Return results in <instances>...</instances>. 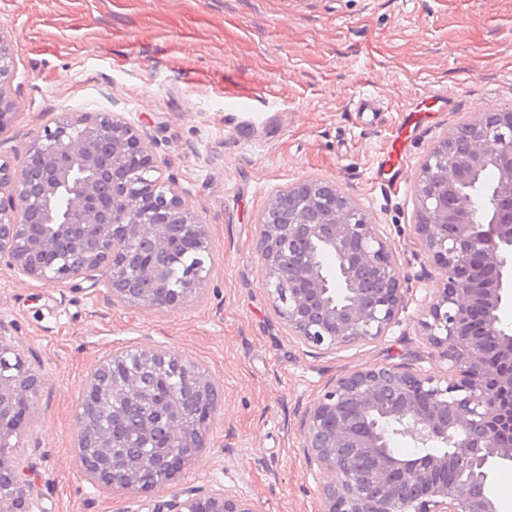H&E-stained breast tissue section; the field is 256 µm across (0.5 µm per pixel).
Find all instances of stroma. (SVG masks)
I'll return each instance as SVG.
<instances>
[{"mask_svg":"<svg viewBox=\"0 0 512 512\" xmlns=\"http://www.w3.org/2000/svg\"><path fill=\"white\" fill-rule=\"evenodd\" d=\"M1 25L18 44L19 109L0 132V159L21 166L64 113H118L211 241L204 294L175 312L115 305L105 288L49 284L0 259V336L42 380L10 440L35 512H148L149 494L99 485L76 465L75 414L96 364L155 346L223 391L206 447L172 491L229 487L255 512H321L331 475L306 463L303 411L363 367L445 371L417 325L444 274L412 230L414 182L459 123L512 109V0H0ZM433 95L448 109L406 144L392 191L378 165L405 111ZM363 97L380 111H356ZM313 175L385 229L408 289L399 324L333 354L289 337L254 250L274 192Z\"/></svg>","mask_w":512,"mask_h":512,"instance_id":"obj_1","label":"stroma"}]
</instances>
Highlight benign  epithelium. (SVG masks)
Returning <instances> with one entry per match:
<instances>
[{"label":"benign epithelium","mask_w":512,"mask_h":512,"mask_svg":"<svg viewBox=\"0 0 512 512\" xmlns=\"http://www.w3.org/2000/svg\"><path fill=\"white\" fill-rule=\"evenodd\" d=\"M17 53L13 32L0 26V132L16 111L9 88ZM28 153L43 162L37 178L0 162V259L59 285L91 281L103 270L112 302L125 306L174 312L201 293L207 275L185 263L171 228H182L196 254L206 256L207 225L176 180L158 174L151 144L132 125L112 112L66 113L35 136ZM489 168L497 178L478 208L470 187ZM143 173L155 176L149 194L138 187ZM415 196L414 233L444 272L420 326L448 372L374 365L341 375L306 409L300 445L307 462L334 476L320 489L322 512H499L490 482L512 467V445L498 435L502 425L512 427V370L489 383L479 341L495 337L512 367V330L501 318L512 304V109L482 112L442 137L421 164ZM254 248L273 311L289 336L318 354L378 339L405 309L390 241L330 179L309 176L277 191L259 217ZM477 255L493 270L491 279L473 262ZM172 259L183 268L178 289L168 288ZM139 355L146 363L190 366L161 348ZM116 359L88 376L76 415L77 463L99 484L162 492L205 447L220 388L194 370L190 400L132 376L112 390V414L171 449L179 459L172 468L166 455L145 456L87 426ZM40 386L23 363L10 375L0 372V473L12 488L0 497V512H33L5 442L24 426L9 415L18 403L30 405ZM396 436L421 455L397 457ZM450 464L461 474L454 485L438 479ZM152 512L254 510L231 489L192 488L158 501Z\"/></svg>","instance_id":"7a95c632"}]
</instances>
